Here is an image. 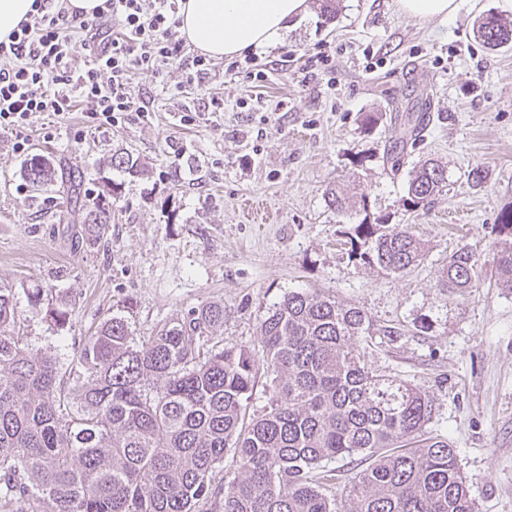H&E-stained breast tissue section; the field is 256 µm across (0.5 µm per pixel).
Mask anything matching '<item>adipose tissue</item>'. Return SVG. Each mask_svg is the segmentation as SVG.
Segmentation results:
<instances>
[{
  "label": "adipose tissue",
  "mask_w": 512,
  "mask_h": 512,
  "mask_svg": "<svg viewBox=\"0 0 512 512\" xmlns=\"http://www.w3.org/2000/svg\"><path fill=\"white\" fill-rule=\"evenodd\" d=\"M308 0H183L179 30L199 52L235 57L279 46Z\"/></svg>",
  "instance_id": "1"
}]
</instances>
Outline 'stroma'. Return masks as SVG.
Listing matches in <instances>:
<instances>
[{
    "label": "stroma",
    "mask_w": 512,
    "mask_h": 512,
    "mask_svg": "<svg viewBox=\"0 0 512 512\" xmlns=\"http://www.w3.org/2000/svg\"><path fill=\"white\" fill-rule=\"evenodd\" d=\"M456 3L448 20L424 25L395 0H336L329 25L310 12L282 46L256 53L264 80L227 73L224 58L197 76L191 47L158 75L132 71L135 109L118 123L93 126L77 102L67 115L0 131V286L14 294L20 335L67 363L112 314L141 341L221 302L218 338L254 349L261 319L284 294L357 305L373 325L360 342L369 364L433 395L427 430L447 436L478 512H512V289L493 264L502 243L493 227L512 209V47L489 50L476 32L483 13L512 20V0ZM315 56L328 66L306 71ZM424 104L430 122L392 173L391 136ZM366 112L376 125H363ZM120 152L143 175L109 168ZM35 153L82 175L84 190L111 207L110 223H71L57 186L34 192L24 165ZM430 158L446 166L448 186L406 212L408 173ZM477 166L487 172L481 188L467 178ZM334 187L366 195L387 223L409 225L425 259L401 275L355 265L345 241L360 217L329 207ZM248 198L264 203L269 223L247 218ZM461 248L478 259L466 296L439 283ZM35 290L41 302L30 301ZM59 301L61 323L47 312Z\"/></svg>",
    "instance_id": "35a3bbf8"
}]
</instances>
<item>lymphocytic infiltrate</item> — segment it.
<instances>
[{
	"label": "lymphocytic infiltrate",
	"instance_id": "f902f5d3",
	"mask_svg": "<svg viewBox=\"0 0 512 512\" xmlns=\"http://www.w3.org/2000/svg\"><path fill=\"white\" fill-rule=\"evenodd\" d=\"M183 0H104L93 15L65 0H34V14L0 41V129L26 127L41 113L63 115L85 102L91 122H118L133 109L130 70L155 74L185 54L178 26ZM83 36L93 61L73 64Z\"/></svg>",
	"mask_w": 512,
	"mask_h": 512
}]
</instances>
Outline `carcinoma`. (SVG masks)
Here are the masks:
<instances>
[{
    "instance_id": "obj_1",
    "label": "carcinoma",
    "mask_w": 512,
    "mask_h": 512,
    "mask_svg": "<svg viewBox=\"0 0 512 512\" xmlns=\"http://www.w3.org/2000/svg\"><path fill=\"white\" fill-rule=\"evenodd\" d=\"M486 46L512 45V21L487 12L477 21ZM416 116L386 154L404 165ZM109 165L136 174L132 156ZM39 191L57 181L51 161L26 162ZM448 185L447 170L427 163L410 176L403 206L425 208ZM101 199L85 198L83 223L108 224ZM364 217L349 235V258L404 274L425 244L406 225ZM512 288V245L494 254ZM478 259L448 257L441 286L464 295ZM224 303L197 307L136 341L128 320L106 319L65 365L32 350L15 333L12 290L0 287V512H475L455 449L426 435L435 400L368 366L359 338L370 335L364 310L318 293L290 292L259 325L260 350L224 345ZM270 379L269 410L246 420L258 373ZM235 469L216 484L214 469ZM368 462L343 488L330 463Z\"/></svg>"
}]
</instances>
